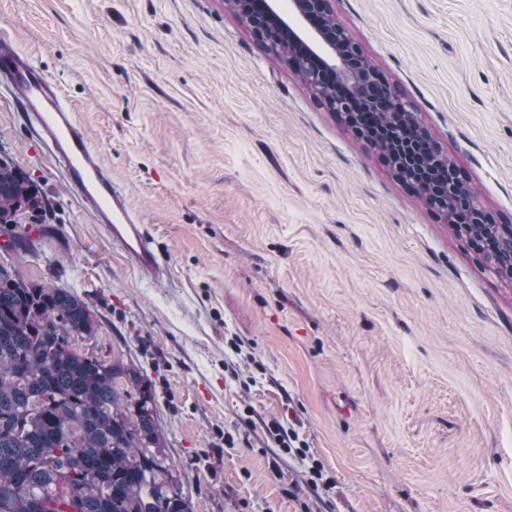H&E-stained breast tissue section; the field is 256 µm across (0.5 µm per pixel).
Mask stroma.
Listing matches in <instances>:
<instances>
[{"label": "stroma", "instance_id": "1", "mask_svg": "<svg viewBox=\"0 0 512 512\" xmlns=\"http://www.w3.org/2000/svg\"><path fill=\"white\" fill-rule=\"evenodd\" d=\"M331 6L512 225V0ZM2 29L170 272L154 286L127 264L17 92L0 94V150L47 221L38 256L0 261L85 298L103 354L151 381L194 512H512V285L225 0H0Z\"/></svg>", "mask_w": 512, "mask_h": 512}]
</instances>
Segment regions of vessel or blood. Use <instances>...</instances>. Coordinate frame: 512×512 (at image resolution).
Wrapping results in <instances>:
<instances>
[{
    "mask_svg": "<svg viewBox=\"0 0 512 512\" xmlns=\"http://www.w3.org/2000/svg\"><path fill=\"white\" fill-rule=\"evenodd\" d=\"M0 76L22 93L39 140L46 145L69 188L94 216L128 264L159 284L169 267L126 190L91 145L60 86L27 54L0 34Z\"/></svg>",
    "mask_w": 512,
    "mask_h": 512,
    "instance_id": "vessel-or-blood-1",
    "label": "vessel or blood"
}]
</instances>
